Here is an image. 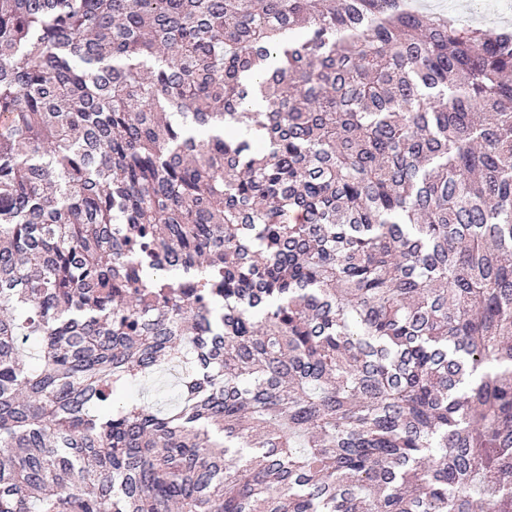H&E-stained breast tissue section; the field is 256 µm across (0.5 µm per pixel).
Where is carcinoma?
Wrapping results in <instances>:
<instances>
[{"mask_svg": "<svg viewBox=\"0 0 512 512\" xmlns=\"http://www.w3.org/2000/svg\"><path fill=\"white\" fill-rule=\"evenodd\" d=\"M0 512H512V32L0 0ZM177 381L176 377L166 375L162 382L134 385L133 392L141 399L153 403L156 408L166 409L177 399Z\"/></svg>", "mask_w": 512, "mask_h": 512, "instance_id": "obj_1", "label": "carcinoma"}]
</instances>
